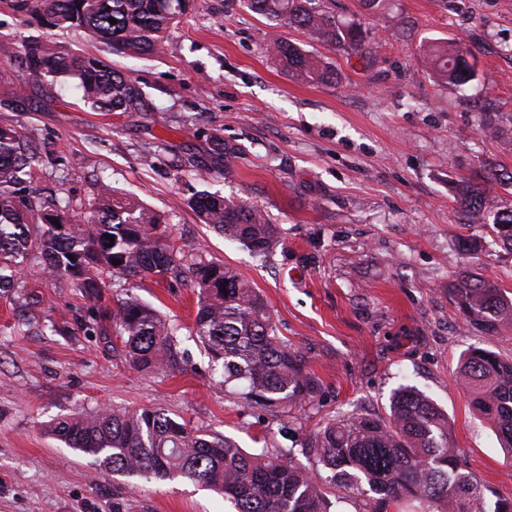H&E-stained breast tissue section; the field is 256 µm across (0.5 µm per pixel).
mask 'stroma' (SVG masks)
Listing matches in <instances>:
<instances>
[{
    "instance_id": "stroma-1",
    "label": "stroma",
    "mask_w": 512,
    "mask_h": 512,
    "mask_svg": "<svg viewBox=\"0 0 512 512\" xmlns=\"http://www.w3.org/2000/svg\"><path fill=\"white\" fill-rule=\"evenodd\" d=\"M336 16L362 25L367 56L331 49L243 0H197L158 51L110 56L143 83L152 112H96L76 81L37 82L19 62H0V89L32 99L29 111L0 110V126L36 133L66 163L38 171L37 187L60 182L86 200L102 180L165 215L176 246L235 267L263 297L318 383L304 410H251L241 384L213 379L190 334L191 289L110 280L96 303L68 280L24 274L23 288L0 298V512H232L201 484L116 475L46 433L76 411L161 410L251 454L293 450L312 469L306 444L325 422L387 415L406 385L447 412L464 470L512 500V462L458 383L470 347L512 360V327L482 335L448 296L466 270L512 292V249L488 226L459 223L456 201L458 181L480 165L512 170V0H385L375 12L336 0ZM40 35L107 54L89 35L37 27L0 0V40ZM279 40L320 56L334 77L307 84L288 75L268 53ZM446 41L471 49L477 76L465 85L443 82L427 59V45ZM484 112L497 113L500 136L481 132ZM214 127L236 148L218 166ZM203 164L210 190L279 225L272 254L200 223L188 199ZM128 294L176 328L183 370L129 366L122 337L97 313ZM34 299L38 323L14 329L19 305Z\"/></svg>"
}]
</instances>
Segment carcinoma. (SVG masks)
Segmentation results:
<instances>
[{
	"label": "carcinoma",
	"mask_w": 512,
	"mask_h": 512,
	"mask_svg": "<svg viewBox=\"0 0 512 512\" xmlns=\"http://www.w3.org/2000/svg\"><path fill=\"white\" fill-rule=\"evenodd\" d=\"M246 4L334 48L356 54L363 49L361 26L336 19L324 0ZM9 7L41 26L80 29L113 53L136 56L158 50L196 2L10 0ZM269 52L297 78L319 82L331 75L327 63L292 43H277ZM430 54L449 83L462 85L474 77L465 44L434 45ZM0 59L20 62L36 82L77 80L83 101L97 112L153 111L139 81L98 56L33 37L18 46L1 41ZM29 107L26 98L0 97V108L8 111ZM58 162L34 134L0 126V296L19 287L22 271L35 258L43 276L67 277L95 301L106 275L157 277L172 288H191L198 298L193 332L220 367V383H242L246 406L266 412L301 408L312 400L317 385L305 359L278 336L271 310L236 269L200 254L188 259L168 241L163 215L104 181L86 202L55 191L40 193L33 186L35 171ZM496 181L512 184V174L485 168L477 179L464 180L458 218L462 224L493 225L512 247V207H496L489 195ZM188 205L202 223L252 252L270 253L280 244L279 228L255 206L208 190L196 192ZM448 293L466 324L478 332L494 336L512 325V298L495 283L466 272L449 283ZM98 315L123 336L132 368L156 373L184 361L175 329L138 298L129 295L114 309L99 308ZM459 379L512 460V361L471 347L461 358ZM48 431L114 473L202 483L223 493L235 512H333L334 504L370 493L378 495L371 512L391 507L396 512H512V501L490 502L486 487L460 471L448 415L411 386L395 392L387 416L334 419L309 438L308 448L324 474L300 466L289 450L247 454L232 439L193 430L159 410H100L61 419ZM331 487L337 491L334 502Z\"/></svg>",
	"instance_id": "obj_1"
}]
</instances>
